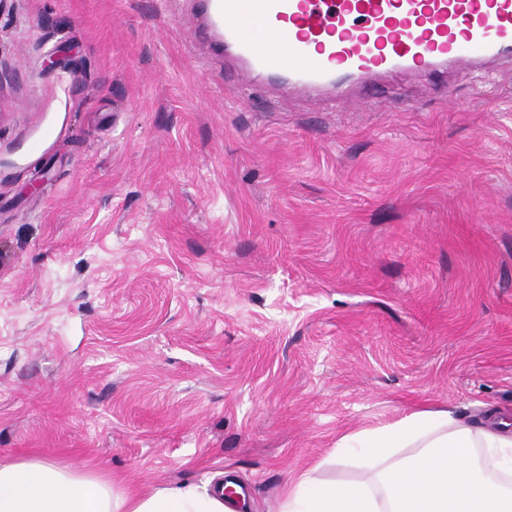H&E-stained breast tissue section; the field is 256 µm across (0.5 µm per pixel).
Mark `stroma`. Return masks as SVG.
I'll use <instances>...</instances> for the list:
<instances>
[{"label": "stroma", "mask_w": 512, "mask_h": 512, "mask_svg": "<svg viewBox=\"0 0 512 512\" xmlns=\"http://www.w3.org/2000/svg\"><path fill=\"white\" fill-rule=\"evenodd\" d=\"M197 25L0 0V462L279 512L342 435L512 420V63L332 112L231 95Z\"/></svg>", "instance_id": "obj_1"}]
</instances>
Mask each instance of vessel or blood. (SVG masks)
<instances>
[{
	"label": "vessel or blood",
	"mask_w": 512,
	"mask_h": 512,
	"mask_svg": "<svg viewBox=\"0 0 512 512\" xmlns=\"http://www.w3.org/2000/svg\"><path fill=\"white\" fill-rule=\"evenodd\" d=\"M235 59L238 97L261 93L256 77L284 95L348 97L360 83L415 69L429 72L512 60V0H192ZM273 42L261 47L242 18Z\"/></svg>",
	"instance_id": "b4317fda"
}]
</instances>
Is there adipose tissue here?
Masks as SVG:
<instances>
[{"label":"adipose tissue","mask_w":512,"mask_h":512,"mask_svg":"<svg viewBox=\"0 0 512 512\" xmlns=\"http://www.w3.org/2000/svg\"><path fill=\"white\" fill-rule=\"evenodd\" d=\"M358 447L361 477L316 484L302 474L282 512H512V423L477 426L449 410L408 414L340 438ZM0 512H232L224 483H185L137 494L110 474L37 457L0 463Z\"/></svg>","instance_id":"ef3b65f1"}]
</instances>
